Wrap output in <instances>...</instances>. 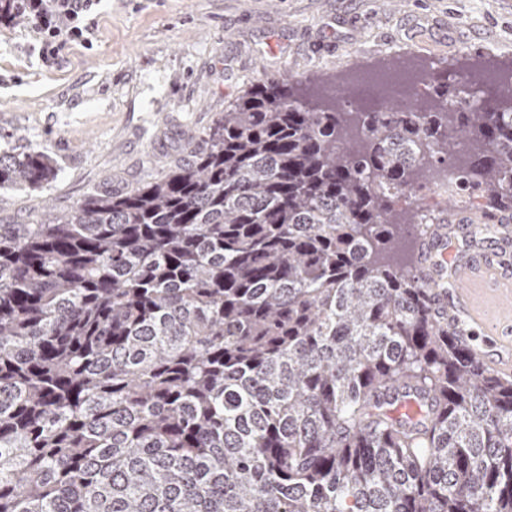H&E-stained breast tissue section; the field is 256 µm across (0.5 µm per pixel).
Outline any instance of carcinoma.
Here are the masks:
<instances>
[{"label": "carcinoma", "mask_w": 512, "mask_h": 512, "mask_svg": "<svg viewBox=\"0 0 512 512\" xmlns=\"http://www.w3.org/2000/svg\"><path fill=\"white\" fill-rule=\"evenodd\" d=\"M409 88L269 79L191 163L0 224V512H512V379L398 222L439 162L512 208V94ZM55 176L0 152V189Z\"/></svg>", "instance_id": "obj_1"}]
</instances>
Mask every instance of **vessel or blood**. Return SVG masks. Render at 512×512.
<instances>
[{
	"label": "vessel or blood",
	"mask_w": 512,
	"mask_h": 512,
	"mask_svg": "<svg viewBox=\"0 0 512 512\" xmlns=\"http://www.w3.org/2000/svg\"><path fill=\"white\" fill-rule=\"evenodd\" d=\"M493 245L479 243L469 214L453 211L419 240L418 279L428 288L448 331L471 345L482 364L512 378V216L495 212Z\"/></svg>",
	"instance_id": "vessel-or-blood-1"
}]
</instances>
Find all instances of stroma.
Wrapping results in <instances>:
<instances>
[{"label":"stroma","mask_w":512,"mask_h":512,"mask_svg":"<svg viewBox=\"0 0 512 512\" xmlns=\"http://www.w3.org/2000/svg\"><path fill=\"white\" fill-rule=\"evenodd\" d=\"M90 39L47 68L26 24H0V150L38 143L59 168L44 188L0 189V224L186 163L267 78L341 85L396 62L498 92L512 74V0H102Z\"/></svg>","instance_id":"1"}]
</instances>
